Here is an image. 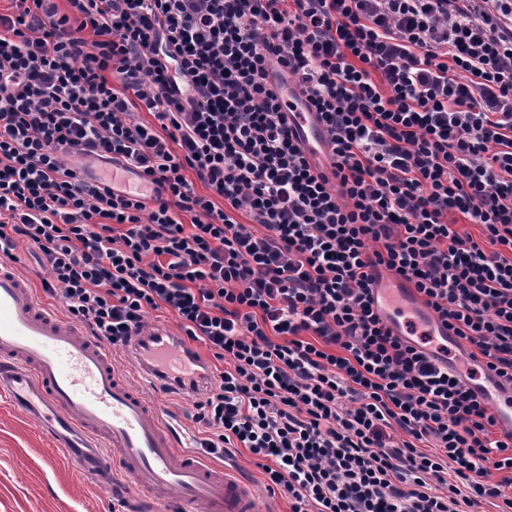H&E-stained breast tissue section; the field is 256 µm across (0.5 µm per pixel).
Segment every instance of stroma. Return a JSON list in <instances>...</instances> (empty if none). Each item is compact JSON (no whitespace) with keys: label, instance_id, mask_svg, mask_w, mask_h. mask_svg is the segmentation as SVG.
Returning a JSON list of instances; mask_svg holds the SVG:
<instances>
[{"label":"stroma","instance_id":"stroma-1","mask_svg":"<svg viewBox=\"0 0 512 512\" xmlns=\"http://www.w3.org/2000/svg\"><path fill=\"white\" fill-rule=\"evenodd\" d=\"M114 358L145 399L180 417L182 442L194 446L200 426L193 421V398L181 389L151 387L141 365L125 351H115ZM229 468L254 486L257 512H292V500L282 489L268 487L248 449H232ZM0 512H147V505L132 484L114 490L78 472L39 424L15 409L8 395L0 394Z\"/></svg>","mask_w":512,"mask_h":512}]
</instances>
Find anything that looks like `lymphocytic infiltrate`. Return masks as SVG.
<instances>
[{
    "label": "lymphocytic infiltrate",
    "instance_id": "1",
    "mask_svg": "<svg viewBox=\"0 0 512 512\" xmlns=\"http://www.w3.org/2000/svg\"><path fill=\"white\" fill-rule=\"evenodd\" d=\"M9 2L0 255L37 250L44 292L115 349L172 312L224 365L200 447L247 448L293 512H512V433L378 291L413 288L512 384V0ZM284 101L288 102V105H293L295 108L293 112L289 110L288 106V122L291 120L292 113L295 115L296 124L301 128L302 134L306 139L314 138L318 130L320 129V125L316 121L313 113L305 112L303 109L296 107V104L291 99V94L289 92L285 93ZM290 111V112H289Z\"/></svg>",
    "mask_w": 512,
    "mask_h": 512
}]
</instances>
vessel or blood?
I'll return each mask as SVG.
<instances>
[{"instance_id":"obj_1","label":"vessel or blood","mask_w":512,"mask_h":512,"mask_svg":"<svg viewBox=\"0 0 512 512\" xmlns=\"http://www.w3.org/2000/svg\"><path fill=\"white\" fill-rule=\"evenodd\" d=\"M127 347L144 363L171 351L160 332L130 337ZM0 391L99 484L130 480L176 512H256L248 481L181 448L175 427L119 374L107 345L48 313L31 284L3 262Z\"/></svg>"}]
</instances>
